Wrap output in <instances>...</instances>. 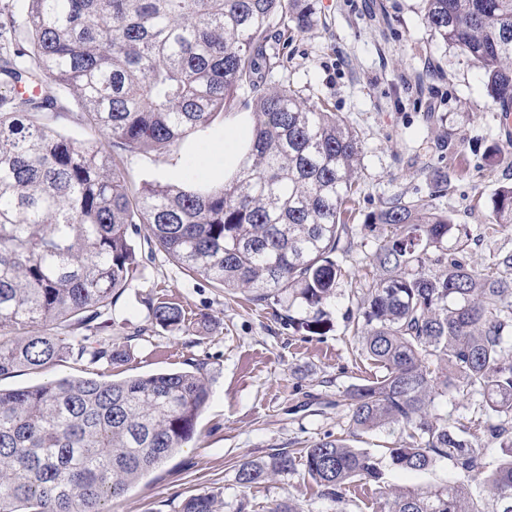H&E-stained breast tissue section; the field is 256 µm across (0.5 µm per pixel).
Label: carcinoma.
<instances>
[{
  "label": "carcinoma",
  "instance_id": "obj_1",
  "mask_svg": "<svg viewBox=\"0 0 512 512\" xmlns=\"http://www.w3.org/2000/svg\"><path fill=\"white\" fill-rule=\"evenodd\" d=\"M0 18V378L73 355L110 367L125 346L98 339L104 310L140 279L132 235L150 254L252 301L292 298L288 317L323 334L325 306L342 283L358 307L347 317L379 375L347 393L350 427H399L393 466L424 471L452 461L464 480L391 488L381 512H512V251L473 262L464 232L431 197H394L358 224V132L328 103L262 87L277 62L270 41L306 31L314 0H25ZM431 32L478 64L492 101L512 111V0H424ZM253 90L252 133L236 171L212 186L189 180L128 186L122 153L174 146L232 112ZM74 99L93 145L50 120ZM512 229V183L499 186L479 240ZM362 231L375 236L369 274L336 260ZM453 245H448V241ZM152 320L185 325L179 304L147 302ZM478 399L469 424L435 412L439 397ZM209 399L197 370L109 379L61 377L0 388V512H103L188 442ZM504 450L492 469L471 428ZM323 495L383 482L370 452L326 435L297 451ZM277 452L240 464L250 486L295 466ZM214 496L182 512H216Z\"/></svg>",
  "mask_w": 512,
  "mask_h": 512
}]
</instances>
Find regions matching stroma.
Segmentation results:
<instances>
[{
	"instance_id": "35a3bbf8",
	"label": "stroma",
	"mask_w": 512,
	"mask_h": 512,
	"mask_svg": "<svg viewBox=\"0 0 512 512\" xmlns=\"http://www.w3.org/2000/svg\"><path fill=\"white\" fill-rule=\"evenodd\" d=\"M318 22L280 43L283 58L267 79L302 97L328 100L357 130L363 144L361 213L382 199L429 195L456 223L476 230L491 216L490 197L512 183V126L503 125L480 70L460 50L428 28L422 0H315ZM251 113L218 115L179 145L148 154L127 152L123 167L132 187L178 182L186 176L218 183L232 170L211 158L212 144L232 136L246 142ZM452 181L434 192L435 178ZM143 256V276L112 306L107 338L127 343L128 357L111 377L147 376L199 367L209 401L190 441L136 485L107 503V512H181L190 496L211 494L220 512H271L292 504L299 512H380L377 486L357 484L343 503L321 494L303 464L243 487L239 465L307 446L330 434L381 460L387 485L444 487L460 479L441 459L424 472H407L384 456L399 430L352 433L346 394L368 377L357 337L346 327L357 299L338 288L327 307L330 330L311 336L285 322L306 317L300 305H258L243 294L181 273L163 254ZM163 296L183 308L188 322L163 328L148 315L147 300ZM96 368L68 358L43 370H17L0 387L17 389L60 377H88Z\"/></svg>"
}]
</instances>
